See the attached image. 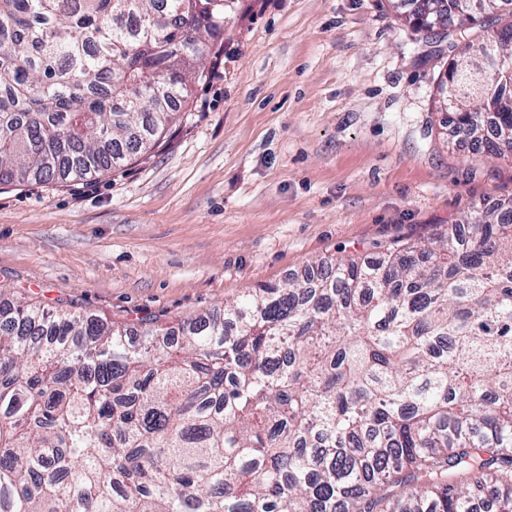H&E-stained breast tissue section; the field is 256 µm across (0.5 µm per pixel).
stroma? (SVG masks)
<instances>
[{
	"instance_id": "stroma-1",
	"label": "stroma",
	"mask_w": 512,
	"mask_h": 512,
	"mask_svg": "<svg viewBox=\"0 0 512 512\" xmlns=\"http://www.w3.org/2000/svg\"><path fill=\"white\" fill-rule=\"evenodd\" d=\"M217 42L147 157L0 185V300L173 322L512 198L511 161L449 143L444 61L388 0H235Z\"/></svg>"
}]
</instances>
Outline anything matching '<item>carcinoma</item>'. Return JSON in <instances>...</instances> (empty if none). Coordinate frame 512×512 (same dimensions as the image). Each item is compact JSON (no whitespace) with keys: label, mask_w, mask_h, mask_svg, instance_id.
<instances>
[{"label":"carcinoma","mask_w":512,"mask_h":512,"mask_svg":"<svg viewBox=\"0 0 512 512\" xmlns=\"http://www.w3.org/2000/svg\"><path fill=\"white\" fill-rule=\"evenodd\" d=\"M419 32L454 0H390ZM484 14L461 17L486 27ZM224 0H0V185L151 150ZM512 23L448 61V126L512 156ZM172 326L0 301V512H512V200Z\"/></svg>","instance_id":"1"}]
</instances>
